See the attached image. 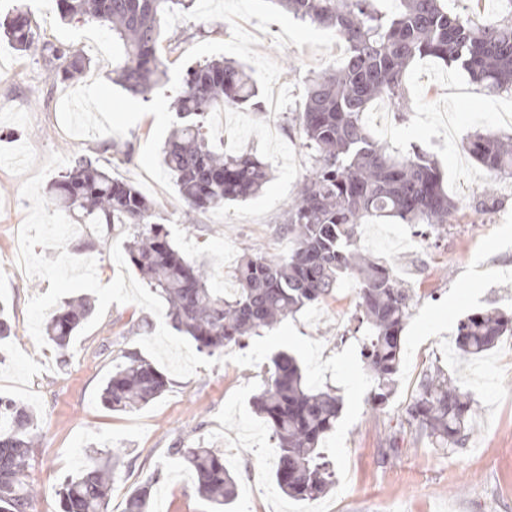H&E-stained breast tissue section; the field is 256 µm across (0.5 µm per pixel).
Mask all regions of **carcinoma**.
<instances>
[{
  "instance_id": "carcinoma-1",
  "label": "carcinoma",
  "mask_w": 512,
  "mask_h": 512,
  "mask_svg": "<svg viewBox=\"0 0 512 512\" xmlns=\"http://www.w3.org/2000/svg\"><path fill=\"white\" fill-rule=\"evenodd\" d=\"M60 18L94 20L112 31L122 57L112 68L126 90L147 95L166 77L156 53L162 27L173 13L195 0H55ZM288 13L331 27L345 46V60L307 80L298 125L312 159L296 195L282 215L279 233L288 253L246 252L235 270L238 288L225 295L209 287L202 266L175 249L163 217L132 183L120 180L88 154L72 157L51 187L52 202L81 224H128L130 262L152 290L168 303L175 329L210 356L246 340L284 318L324 300L340 277L359 283L356 308L370 335L363 350L372 386L369 401L378 408L391 397L401 364V333L411 316L416 292L404 287L390 265L358 247L361 224L369 217L430 228L450 223L458 210L444 188L435 162L420 148L394 154L379 143L362 116L376 100L406 112L405 74L418 57L432 56L465 70L488 94L512 90V12L476 27L465 13L451 15L444 0H400L392 14L375 0H274ZM0 31L19 51L35 43L29 17L18 13L0 21ZM58 61L52 74L75 78L85 58L70 49L45 46ZM263 109L250 74L231 59L211 60L190 69L174 103L178 122L163 150V162L185 203L187 221L227 201L259 193L269 167L257 155L226 156L212 149L202 133L214 104ZM466 150L494 177L512 178V139L494 133L468 136ZM92 308L86 294L66 301L46 322L45 336L67 362L74 336ZM512 336V316L497 308L474 312L456 328L463 356H479ZM102 388L100 399L112 411L140 409L160 397L167 377L136 350L122 355ZM276 442L278 488L295 500H317L335 485V469L320 452L324 435L336 426L343 398L331 388L310 389L297 359L278 353L265 366L262 390L252 401ZM476 401L442 370L427 374L405 410L406 422L425 433L436 448L463 445L475 422ZM35 421L18 401L0 396V512H29L34 488ZM195 477L197 494L224 512L237 500L239 485L213 448H175ZM124 451L112 448L56 490L61 512H107L113 476ZM163 475L158 468L135 486L124 512H148L151 490Z\"/></svg>"
}]
</instances>
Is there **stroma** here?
<instances>
[{"instance_id":"obj_1","label":"stroma","mask_w":512,"mask_h":512,"mask_svg":"<svg viewBox=\"0 0 512 512\" xmlns=\"http://www.w3.org/2000/svg\"><path fill=\"white\" fill-rule=\"evenodd\" d=\"M16 8L28 11L39 42L80 51L89 60L78 77L52 80L45 58L0 38V312L13 326L12 337L0 343V395L34 411L32 512H60L58 484L107 446L127 451L108 512H123L130 489L158 466L163 476L152 491V512H211L175 451L190 445L225 450L223 441L208 439L219 427L216 415L237 388L261 381L263 365L201 366L190 377H170L167 391L141 409L104 408L101 388L122 352L136 348L134 326L144 322L154 329L158 319L136 304H113L96 327L74 338L68 364L60 363L53 345L37 347L27 305L50 283L27 275L17 281L10 271L31 206L21 185L48 154L100 158L113 176L132 182L155 203L172 243L205 265L212 286L232 292V271L245 249H288L276 226L310 157L284 118L301 107L308 77L342 63L338 38L271 0H196L190 12L170 17L159 44L167 78L142 97L112 80L122 50L111 31L62 21L53 0H0V17ZM224 57L245 66L261 101L278 95L279 109L214 112L203 132L221 151L257 154L271 177L258 195L197 214L187 224L185 204L163 163V145L177 122L171 103L189 66ZM405 85L408 112L379 102L365 121L391 149L425 150L458 211L451 224L426 237L414 224H373L372 239L361 244L390 263L417 298L402 332L395 392L384 409L363 403L348 430L349 485L329 512H512V336L478 357L460 356L455 347L456 326L468 314L487 308L512 314V178H491L464 147L476 131L512 136V122L501 118L512 113V92L485 94L465 71L430 57L412 64ZM110 137L129 146L131 162L105 150ZM132 232L119 224H91L78 230L67 250L96 259L98 279L107 284L118 273L108 245ZM358 288L355 277H342L330 297L292 315L300 335L323 343L322 359L362 345L365 334L354 317ZM437 368L448 371L478 405L466 445L455 451L432 447L402 418L424 375ZM257 478L255 455L242 451L240 495L230 512H273Z\"/></svg>"}]
</instances>
